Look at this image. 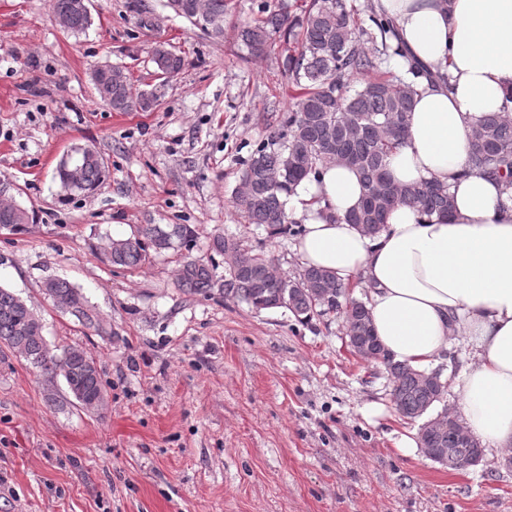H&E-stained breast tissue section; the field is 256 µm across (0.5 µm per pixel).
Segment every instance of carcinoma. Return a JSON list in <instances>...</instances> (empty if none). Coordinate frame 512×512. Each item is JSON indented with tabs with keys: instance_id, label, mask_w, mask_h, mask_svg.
Here are the masks:
<instances>
[{
	"instance_id": "cac0c4a2",
	"label": "carcinoma",
	"mask_w": 512,
	"mask_h": 512,
	"mask_svg": "<svg viewBox=\"0 0 512 512\" xmlns=\"http://www.w3.org/2000/svg\"><path fill=\"white\" fill-rule=\"evenodd\" d=\"M166 7L189 21L207 36L224 38L227 0H166ZM356 11L349 0H310L296 18H290L287 5L261 6L260 17L236 27V41L248 55L261 56L277 44L284 55L283 67L292 90L287 113L271 127L267 138L251 152L236 187V204L249 224L264 225L272 234L300 233L296 220L286 211L285 197L306 179L331 163L354 168L361 176L365 194L359 207L344 221L359 226L367 234L378 233L388 211L398 205L423 212H447L453 195L445 183L423 181L394 183L388 174L387 159L404 140L414 105L415 80L444 79L430 70L410 64L408 78L377 74L381 57L405 55L397 38L394 22L370 16L371 25L357 24ZM52 19L62 20L61 28L71 34L84 32L91 24L82 0H51ZM156 72L168 79L184 66V57L156 40L150 50ZM360 79L359 86L351 83ZM93 85L103 102L115 112H149L158 101L155 92L133 96L129 79L118 67L99 66L92 73ZM472 165L497 174L512 184V114L494 112L483 116L470 133ZM56 175L63 195L92 193L107 179V169L99 152L86 151L80 175L72 181L65 162ZM29 210L15 203L0 208V230L11 234L25 231ZM196 243L192 224H145L137 234L121 239L103 237L98 249L112 266L136 269L151 253L185 251L177 274V285L188 295L214 294L244 302L257 310L286 308L303 321L315 316L337 314L342 318L351 351L365 348L369 360L381 364L392 383L391 396L397 412L419 425L423 448H454L459 455L479 452L474 439L457 443L461 421L448 420L435 425L441 412L426 414L443 401L448 382L430 381L442 370H419L395 362L383 350L371 325L362 299L351 295L352 287L331 273L304 267L289 277L279 271L275 257L265 251H248L217 233L210 249L224 256L225 273L218 278L213 265L191 255ZM42 292L54 310L76 317L99 336H112L107 324L82 290L60 277L42 281ZM42 317L17 292L0 285V347L23 358L48 379L63 381L71 404L95 411L105 400L97 362L83 350L52 347L44 336Z\"/></svg>"
}]
</instances>
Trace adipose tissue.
Wrapping results in <instances>:
<instances>
[{"label": "adipose tissue", "instance_id": "obj_1", "mask_svg": "<svg viewBox=\"0 0 512 512\" xmlns=\"http://www.w3.org/2000/svg\"><path fill=\"white\" fill-rule=\"evenodd\" d=\"M407 60L441 73L419 79L407 137L388 158L398 184L437 180L453 208L399 205L374 235L344 217L363 185L345 165L322 167L286 202L304 232L302 265L361 281L375 334L393 360L441 363L467 342L473 360L455 387L456 414L483 447H512V186L470 162L469 133L512 104V0H373Z\"/></svg>", "mask_w": 512, "mask_h": 512}]
</instances>
